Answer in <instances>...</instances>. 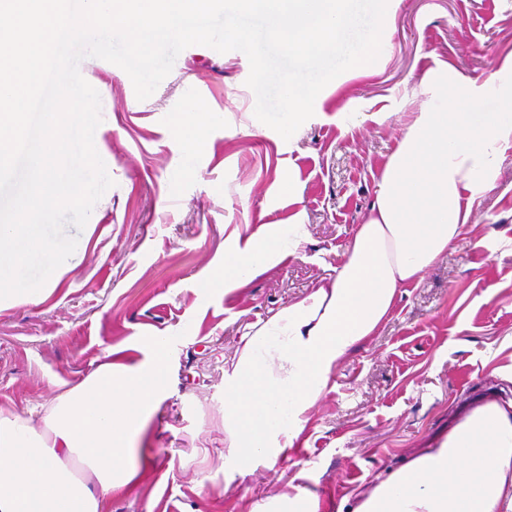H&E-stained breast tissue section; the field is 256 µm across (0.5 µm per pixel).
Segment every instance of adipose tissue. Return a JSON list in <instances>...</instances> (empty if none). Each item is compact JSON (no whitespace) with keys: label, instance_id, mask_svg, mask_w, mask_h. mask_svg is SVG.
Masks as SVG:
<instances>
[{"label":"adipose tissue","instance_id":"1","mask_svg":"<svg viewBox=\"0 0 512 512\" xmlns=\"http://www.w3.org/2000/svg\"><path fill=\"white\" fill-rule=\"evenodd\" d=\"M415 113L390 155L376 199L334 275L248 327L224 365V430L239 472L287 454L335 367L372 336L401 288L419 281L470 223L512 150V55L485 77L439 63L421 81ZM297 219L235 233L224 285L240 288L275 258L298 254ZM165 349L129 365L109 360L56 397L42 430L0 409V512H106L139 474L134 445L163 400ZM83 469L73 474L71 463ZM352 512H512V400L486 398L433 447L379 474Z\"/></svg>","mask_w":512,"mask_h":512}]
</instances>
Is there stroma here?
<instances>
[{
    "label": "stroma",
    "mask_w": 512,
    "mask_h": 512,
    "mask_svg": "<svg viewBox=\"0 0 512 512\" xmlns=\"http://www.w3.org/2000/svg\"><path fill=\"white\" fill-rule=\"evenodd\" d=\"M511 52L512 0H400L369 75L328 84L287 140L255 118L243 52L190 46L143 101L125 71L94 59L83 76L101 98L94 144L114 185L83 229L66 225L86 245L46 300L0 309V408L41 427L52 400L109 351L137 364L164 337L147 462L109 512H264L299 490L319 512H339L464 409L512 398L500 375L512 366L511 152L455 247L333 370L287 455L235 472L224 431L225 360L246 326L341 264L410 113L427 100L423 74L442 60L475 77ZM192 104L202 123L189 120ZM295 214L308 231L299 254L225 292L214 273L230 237ZM481 237L491 248L475 247Z\"/></svg>",
    "instance_id": "35a3bbf8"
}]
</instances>
